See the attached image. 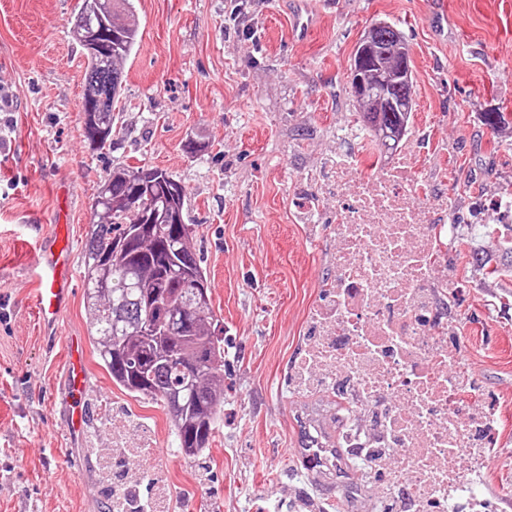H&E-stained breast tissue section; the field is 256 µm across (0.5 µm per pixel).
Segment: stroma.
I'll return each instance as SVG.
<instances>
[{"mask_svg":"<svg viewBox=\"0 0 512 512\" xmlns=\"http://www.w3.org/2000/svg\"><path fill=\"white\" fill-rule=\"evenodd\" d=\"M77 0H0V512H105L112 501L111 420L150 426L155 455L179 512H372L377 484L355 471L313 479L297 453L309 432L335 434L332 404L295 396L310 323L324 300L336 240V199H319L323 230L309 237L297 201L325 176L323 159L351 154L358 177L385 157L368 139L338 141L355 121L347 84L354 47L379 20L397 23L410 47L420 191L448 196L458 230L435 264L448 281V331L462 368L497 413L486 466L464 463L497 512H512V276L488 279L468 263L474 224L491 259L512 236L491 207L512 183V0H258L253 37L224 15L225 0H135L141 39L124 63L119 133L103 150L83 136L86 59L70 32ZM312 17L306 41L290 37ZM504 112L505 125L484 113ZM157 167L186 190L197 226L217 334L228 348L224 415L204 463L173 446L166 414L120 390L100 365L72 282L65 318L41 323L32 253L64 219L83 252L94 196L116 165ZM85 345L87 382L69 387L61 339ZM90 410L84 438L66 416Z\"/></svg>","mask_w":512,"mask_h":512,"instance_id":"obj_1","label":"stroma"}]
</instances>
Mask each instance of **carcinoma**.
Returning <instances> with one entry per match:
<instances>
[{"instance_id": "1", "label": "carcinoma", "mask_w": 512, "mask_h": 512, "mask_svg": "<svg viewBox=\"0 0 512 512\" xmlns=\"http://www.w3.org/2000/svg\"><path fill=\"white\" fill-rule=\"evenodd\" d=\"M82 0L73 34L85 48L87 14ZM112 35L101 38L99 55L86 57L82 97L83 133L93 149L112 143L117 128L115 99L121 66L139 38L134 0H106ZM388 56L387 68L405 64L406 83L388 89L404 112H385L387 125L406 129L414 106V77L403 33L387 21L376 23ZM139 167L117 166L99 186L82 256L85 310L101 365L127 394L155 402L165 411L175 448L203 458L224 411V345L216 335L211 303L198 305L197 287H208L197 260V228L187 223L185 189L165 169H150V184L135 177ZM471 264L487 278L512 271V259L492 264L477 248Z\"/></svg>"}]
</instances>
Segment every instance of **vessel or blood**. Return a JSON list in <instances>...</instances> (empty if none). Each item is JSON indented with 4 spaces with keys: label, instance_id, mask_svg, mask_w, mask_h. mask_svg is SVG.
<instances>
[{
    "label": "vessel or blood",
    "instance_id": "vessel-or-blood-1",
    "mask_svg": "<svg viewBox=\"0 0 512 512\" xmlns=\"http://www.w3.org/2000/svg\"><path fill=\"white\" fill-rule=\"evenodd\" d=\"M73 266L74 255L62 234L38 241L32 274L39 285L36 306L43 324L52 326L62 318L69 300Z\"/></svg>",
    "mask_w": 512,
    "mask_h": 512
}]
</instances>
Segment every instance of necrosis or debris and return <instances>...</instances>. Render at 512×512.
I'll use <instances>...</instances> for the list:
<instances>
[{
	"label": "necrosis or debris",
	"mask_w": 512,
	"mask_h": 512,
	"mask_svg": "<svg viewBox=\"0 0 512 512\" xmlns=\"http://www.w3.org/2000/svg\"><path fill=\"white\" fill-rule=\"evenodd\" d=\"M346 154L325 160L318 191L335 196L333 275L312 324L295 393L337 401L336 445L350 448L383 490L374 512H477L481 491L460 468L493 440L495 412L473 410L460 352L441 318L446 281L433 257L453 229L447 197L421 200L412 153L369 178H351ZM135 455V474L113 479L112 512H173L167 485L141 493L154 455L139 429L113 428L112 458Z\"/></svg>",
	"instance_id": "obj_1"
}]
</instances>
